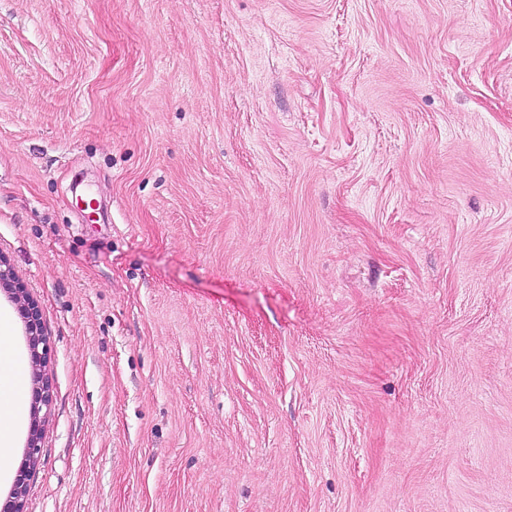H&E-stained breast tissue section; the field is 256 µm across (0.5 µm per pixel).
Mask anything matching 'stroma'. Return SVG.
Masks as SVG:
<instances>
[{
	"instance_id": "35a3bbf8",
	"label": "stroma",
	"mask_w": 512,
	"mask_h": 512,
	"mask_svg": "<svg viewBox=\"0 0 512 512\" xmlns=\"http://www.w3.org/2000/svg\"><path fill=\"white\" fill-rule=\"evenodd\" d=\"M28 512H512V0H0ZM0 288L11 295L10 298L18 306L23 318L29 363L33 376L26 452L17 469L10 499L2 506L0 511L26 512L30 479L38 464L44 427L52 403V386L46 373L48 341L43 331L38 305L28 295L24 286L16 277L9 261L2 256H0ZM43 408H46V411L41 416Z\"/></svg>"
}]
</instances>
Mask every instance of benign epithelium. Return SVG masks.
Instances as JSON below:
<instances>
[{"label":"benign epithelium","mask_w":512,"mask_h":512,"mask_svg":"<svg viewBox=\"0 0 512 512\" xmlns=\"http://www.w3.org/2000/svg\"><path fill=\"white\" fill-rule=\"evenodd\" d=\"M0 288L11 295L12 301L18 306L23 318L33 376L26 452L17 469L10 499L0 507V512H26L30 479L38 464V454L47 419V415L43 414L42 410L50 408L52 403V386L46 373L48 341L43 331L38 305L16 277L9 261L2 256H0Z\"/></svg>","instance_id":"1"}]
</instances>
